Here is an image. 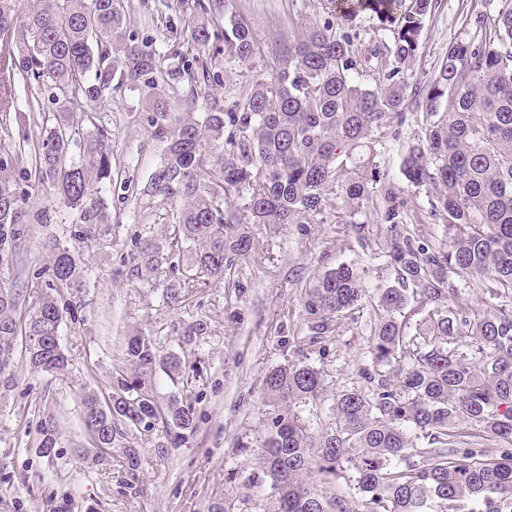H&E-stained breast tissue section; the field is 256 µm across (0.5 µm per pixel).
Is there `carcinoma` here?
<instances>
[{
    "mask_svg": "<svg viewBox=\"0 0 512 512\" xmlns=\"http://www.w3.org/2000/svg\"><path fill=\"white\" fill-rule=\"evenodd\" d=\"M496 2L493 22L479 11L466 36L448 42L421 93L424 138L403 158L409 182L433 189L431 214L449 234L448 245L436 247L404 223L403 204L381 185L376 145L402 120L413 88L408 64L438 0H411L397 16L395 0H342L334 19L301 25L288 44H261L234 15L219 24L213 0H193L197 19L183 31L187 44L230 59L260 55L265 75L227 108L175 120L167 86L177 71L162 70L155 53L133 44L120 0H33L25 11L19 0H0V121L9 119L19 76L36 83L31 112L40 110L44 92L65 106L143 90L147 124L165 143L143 193L184 200L173 241L193 244L186 263L196 273L224 281L251 251L250 224H298L324 213L354 224L365 202L383 197L382 254L396 281L377 289L363 384L336 393L331 426L311 435L296 408L321 397L325 375L310 356L325 355L334 323L359 311L365 296L364 270L339 265L306 290L309 336L299 359L263 377L277 414L246 483L268 485L266 501L226 497L208 512H348L344 499L321 489L338 480L364 495L366 512H512V0ZM367 12L390 36L365 46L353 21ZM108 135L47 124L29 156L0 155V269L13 262L23 223L21 196L5 176L16 165H30L37 184L80 212L78 238H94L112 223L95 187L111 179ZM243 190L242 207L230 208ZM139 258L149 273L163 260L151 243ZM454 276L486 283L496 300L487 315L470 316ZM84 283L79 259L58 247L48 291L32 296L27 315H18V291L0 290V396L15 386L20 337H28L32 372L68 369L60 301L81 294ZM416 314L422 318L409 336ZM158 370L173 381L189 376L179 356L161 354L137 332L107 394L81 397L89 444L122 449L131 470L141 457L124 443L128 431L148 434L161 424L170 437L194 422L191 404L157 400ZM490 442L501 449L495 458L485 456Z\"/></svg>",
    "mask_w": 512,
    "mask_h": 512,
    "instance_id": "cac0c4a2",
    "label": "carcinoma"
}]
</instances>
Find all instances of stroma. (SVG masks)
Segmentation results:
<instances>
[{"mask_svg":"<svg viewBox=\"0 0 512 512\" xmlns=\"http://www.w3.org/2000/svg\"><path fill=\"white\" fill-rule=\"evenodd\" d=\"M125 26L139 47L155 51L164 66L189 58L190 68L169 95L172 112L210 111L248 91L263 73L261 57L240 61L195 54L182 31L193 13L180 0H131ZM493 0H441L425 21L411 67L414 81L425 83L438 67L448 41L470 28V16L492 13ZM245 17L257 41L292 40L299 22L330 18L327 0H222L221 19ZM219 76L207 94L192 95L202 70ZM140 91L124 89L112 98L82 100L69 112L53 103L43 111L23 112L0 128V143L9 148L32 147L44 118H63L82 126L97 125L110 134L112 182L103 186L112 215L98 240L83 243L76 236L80 217L61 204L50 190L35 186L21 170L12 180L25 193L29 219L22 226L16 259L0 277L26 289L32 276L47 271L52 246L78 254L87 269L86 291L77 308L65 314L61 339L71 365L62 375L31 373L23 355L15 357L16 384L0 398V512H207L211 502L243 494L264 500L266 487L246 485L259 466L262 443L273 406L262 391L264 374L294 360V343L307 335L303 296L315 278L340 264L364 269L367 291L393 284L395 272L380 255L381 198L365 204L356 224L335 216L314 217L303 224H253L252 250L237 262L223 282L201 277L180 302L166 298L177 252L170 247L174 216L182 200L175 195H147L160 167L164 145L145 121ZM416 106L406 110L398 134L377 144L380 168L405 202V220L436 245H445L444 225L430 217L429 189L410 183L402 171L405 148L423 137ZM160 245L168 260L144 280L137 269V247L143 241ZM377 319L372 305L341 319L339 332L325 356L315 358L326 373L327 388L301 415L312 433L332 421L334 398L340 390L360 385V369L368 367L366 338ZM196 335H189V328ZM140 330L156 339L162 353H173L189 367L188 384H174L156 373L159 400L178 395L192 404L195 420L180 431L175 443L162 432L130 434L139 448L138 470L126 468L121 449L105 462L91 463L96 450L89 444L81 419L83 391L107 390L111 376L125 364L126 339ZM55 421L58 448L53 457L38 453L40 430Z\"/></svg>","mask_w":512,"mask_h":512,"instance_id":"35a3bbf8","label":"stroma"}]
</instances>
